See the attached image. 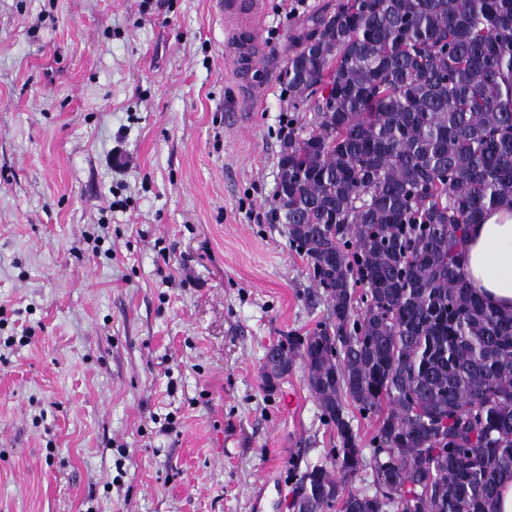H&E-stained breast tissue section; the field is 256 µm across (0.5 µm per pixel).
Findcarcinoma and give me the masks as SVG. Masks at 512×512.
<instances>
[{"label": "carcinoma", "mask_w": 512, "mask_h": 512, "mask_svg": "<svg viewBox=\"0 0 512 512\" xmlns=\"http://www.w3.org/2000/svg\"><path fill=\"white\" fill-rule=\"evenodd\" d=\"M286 85L312 117L288 119L276 197L329 314L264 375L300 355L336 434L293 476V507L494 512L512 475V310L469 288L463 248L512 202V0H336L299 26ZM347 398L380 414L372 494L347 488L365 464Z\"/></svg>", "instance_id": "carcinoma-1"}]
</instances>
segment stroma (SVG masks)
<instances>
[{
    "label": "stroma",
    "mask_w": 512,
    "mask_h": 512,
    "mask_svg": "<svg viewBox=\"0 0 512 512\" xmlns=\"http://www.w3.org/2000/svg\"><path fill=\"white\" fill-rule=\"evenodd\" d=\"M335 2L262 0L251 98L217 0H0V512H252L273 469L295 512L332 431L301 361L262 371L328 306L272 213L293 37Z\"/></svg>",
    "instance_id": "obj_1"
}]
</instances>
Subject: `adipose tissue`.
<instances>
[{
  "label": "adipose tissue",
  "mask_w": 512,
  "mask_h": 512,
  "mask_svg": "<svg viewBox=\"0 0 512 512\" xmlns=\"http://www.w3.org/2000/svg\"><path fill=\"white\" fill-rule=\"evenodd\" d=\"M465 269L471 287L492 306L512 309V205L486 212L466 241Z\"/></svg>",
  "instance_id": "1"
}]
</instances>
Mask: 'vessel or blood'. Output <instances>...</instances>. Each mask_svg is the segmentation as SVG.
I'll list each match as a JSON object with an SVG mask.
<instances>
[{"mask_svg":"<svg viewBox=\"0 0 512 512\" xmlns=\"http://www.w3.org/2000/svg\"><path fill=\"white\" fill-rule=\"evenodd\" d=\"M219 15L238 32L239 39L232 48L235 68L247 73L245 87L249 95H259L274 69L273 61L267 58L256 38L261 20L260 0H221Z\"/></svg>","mask_w":512,"mask_h":512,"instance_id":"obj_1","label":"vessel or blood"}]
</instances>
